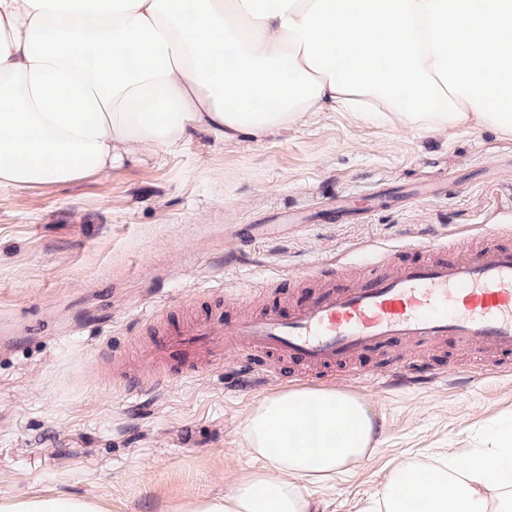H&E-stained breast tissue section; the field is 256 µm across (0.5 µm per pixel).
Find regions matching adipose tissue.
<instances>
[{
	"mask_svg": "<svg viewBox=\"0 0 512 512\" xmlns=\"http://www.w3.org/2000/svg\"><path fill=\"white\" fill-rule=\"evenodd\" d=\"M512 136V0H0V190L67 185L181 147L286 129L315 112ZM357 398L286 389L248 412L258 468L177 512H312L303 481L362 461ZM512 419L484 447L395 466L373 512H494ZM0 512H102L11 498Z\"/></svg>",
	"mask_w": 512,
	"mask_h": 512,
	"instance_id": "obj_1",
	"label": "adipose tissue"
}]
</instances>
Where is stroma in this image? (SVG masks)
I'll return each mask as SVG.
<instances>
[{
    "instance_id": "obj_1",
    "label": "stroma",
    "mask_w": 512,
    "mask_h": 512,
    "mask_svg": "<svg viewBox=\"0 0 512 512\" xmlns=\"http://www.w3.org/2000/svg\"><path fill=\"white\" fill-rule=\"evenodd\" d=\"M447 182L444 193L392 191ZM353 201L329 219L332 197ZM512 243V136L493 128L422 131L319 112L262 136L199 135L176 150L18 199L0 191V499L62 493L107 512H172L221 496L258 462L245 418L284 387L360 398L382 434L346 474L309 488L313 512H362L390 470L432 465L477 447L512 418V368L449 340L367 352L353 373L314 379L295 362L252 388L221 365L156 393L129 395L98 372L99 357L137 359L145 321L170 306L200 309L219 292L224 316L257 305L287 314L322 266L358 275L384 254L413 258L430 242ZM427 360L434 383L393 387L394 363Z\"/></svg>"
}]
</instances>
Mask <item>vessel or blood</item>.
Returning <instances> with one entry per match:
<instances>
[{
    "label": "vessel or blood",
    "instance_id": "b4317fda",
    "mask_svg": "<svg viewBox=\"0 0 512 512\" xmlns=\"http://www.w3.org/2000/svg\"><path fill=\"white\" fill-rule=\"evenodd\" d=\"M324 284L288 315L269 311L224 320L216 311L172 320L170 311L147 320L151 355L160 369L154 385L199 377L224 358L225 345L241 346L243 377H271L261 352L328 372L393 342L441 343L452 339L512 357V247L488 244L450 256L395 262L383 258L352 286L336 284L329 271L313 268ZM392 384L428 382L423 364H403Z\"/></svg>",
    "mask_w": 512,
    "mask_h": 512
}]
</instances>
